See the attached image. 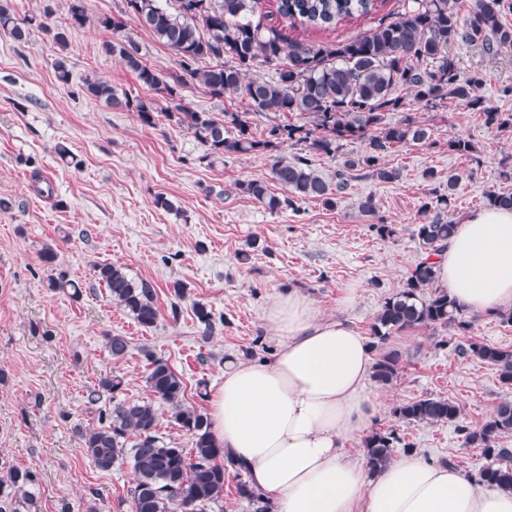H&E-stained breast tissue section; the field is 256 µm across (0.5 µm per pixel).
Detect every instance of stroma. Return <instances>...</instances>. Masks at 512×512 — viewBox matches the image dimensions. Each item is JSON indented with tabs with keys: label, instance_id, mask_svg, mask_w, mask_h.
<instances>
[{
	"label": "stroma",
	"instance_id": "obj_1",
	"mask_svg": "<svg viewBox=\"0 0 512 512\" xmlns=\"http://www.w3.org/2000/svg\"><path fill=\"white\" fill-rule=\"evenodd\" d=\"M122 0H85L89 20L71 29L66 50L71 81L55 69L57 49L42 29L31 28L17 43L0 32V462L31 470L36 512H131L130 465L102 471L93 466L82 436L97 427L108 400L89 404L100 379H124L123 398H149L148 356L168 362L187 385L186 398L208 410V396L230 359H268L276 339L265 322L270 303L297 289L323 314L347 318L381 356L403 357L389 384L370 382L381 407L370 430L392 431L405 448L428 459L452 461L464 474L486 459L467 448L448 424L410 423L395 406L426 396H444L478 426L512 388L496 366L454 355L445 342L452 328H418L374 336L371 327L386 297L397 293L423 256L414 235L426 170L461 180L448 218L482 209L488 190L512 188L501 172L512 166V134L486 126L480 113L451 101L435 109L405 95L386 113L387 123L414 117L433 129L437 146L412 143L391 149L385 161L399 172L383 183L353 175L336 208L315 200L297 209L270 211L237 193L241 181L270 178L267 157L228 153L207 157L175 123L148 128L134 113L92 100L80 86L94 74L118 90L140 93L135 77L102 45L112 34L97 24L117 12ZM404 0H378L376 13L329 29H305L280 19L291 38L330 42L375 28L403 9ZM461 75L479 70L489 106L512 113V49L489 56L477 47L452 45ZM472 142L478 162L448 150V136ZM68 148L61 161L58 146ZM164 205H157V198ZM375 215L363 213L365 198ZM395 225L393 237L372 229L374 221ZM53 263L42 259L45 248ZM248 260H239L240 252ZM99 263L124 267L129 277L152 282L160 317L145 329L112 304L94 272ZM66 273L81 292L50 288L51 276ZM187 287L175 299L172 286ZM351 306L342 307L347 292ZM203 302L219 328L203 337L194 302ZM121 334L130 352L113 361L107 336Z\"/></svg>",
	"mask_w": 512,
	"mask_h": 512
}]
</instances>
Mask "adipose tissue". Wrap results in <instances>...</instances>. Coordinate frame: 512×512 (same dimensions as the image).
I'll return each instance as SVG.
<instances>
[{
    "label": "adipose tissue",
    "mask_w": 512,
    "mask_h": 512,
    "mask_svg": "<svg viewBox=\"0 0 512 512\" xmlns=\"http://www.w3.org/2000/svg\"><path fill=\"white\" fill-rule=\"evenodd\" d=\"M436 269L463 310H512V210L462 218ZM265 321L273 358L228 361L209 415L217 442L275 512H512V491L413 453L367 472L345 448L378 411L365 338L297 292L275 298Z\"/></svg>",
    "instance_id": "adipose-tissue-1"
}]
</instances>
